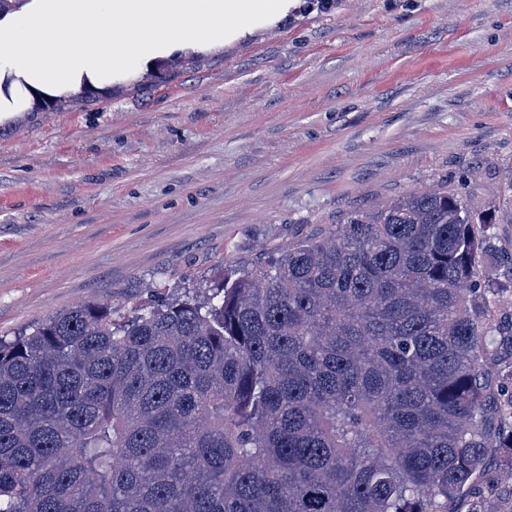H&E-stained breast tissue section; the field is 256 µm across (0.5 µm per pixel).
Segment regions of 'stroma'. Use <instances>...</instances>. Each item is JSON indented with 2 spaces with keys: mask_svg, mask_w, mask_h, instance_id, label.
<instances>
[{
  "mask_svg": "<svg viewBox=\"0 0 512 512\" xmlns=\"http://www.w3.org/2000/svg\"><path fill=\"white\" fill-rule=\"evenodd\" d=\"M512 0H296L288 21L0 121V337L204 296L357 210L445 188L512 254Z\"/></svg>",
  "mask_w": 512,
  "mask_h": 512,
  "instance_id": "obj_1",
  "label": "stroma"
}]
</instances>
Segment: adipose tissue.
Instances as JSON below:
<instances>
[{
	"instance_id": "1",
	"label": "adipose tissue",
	"mask_w": 512,
	"mask_h": 512,
	"mask_svg": "<svg viewBox=\"0 0 512 512\" xmlns=\"http://www.w3.org/2000/svg\"><path fill=\"white\" fill-rule=\"evenodd\" d=\"M293 0H9L0 11V115L33 95L104 90L176 51L209 49L285 19Z\"/></svg>"
}]
</instances>
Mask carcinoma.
<instances>
[{"instance_id": "carcinoma-1", "label": "carcinoma", "mask_w": 512, "mask_h": 512, "mask_svg": "<svg viewBox=\"0 0 512 512\" xmlns=\"http://www.w3.org/2000/svg\"><path fill=\"white\" fill-rule=\"evenodd\" d=\"M493 228L414 191L201 300L0 338V512H482L487 459L512 471Z\"/></svg>"}]
</instances>
